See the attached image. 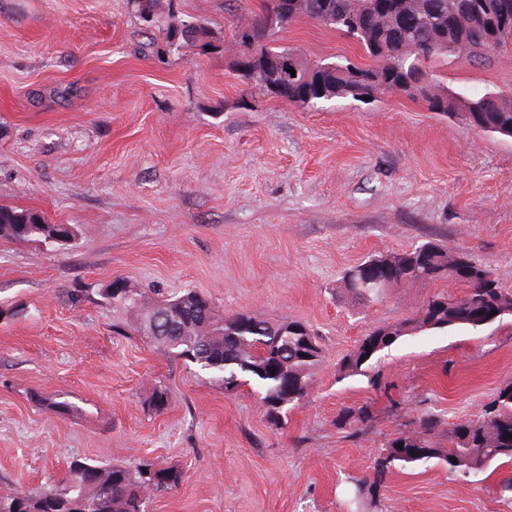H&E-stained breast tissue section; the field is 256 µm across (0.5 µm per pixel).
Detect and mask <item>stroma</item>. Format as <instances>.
Instances as JSON below:
<instances>
[{
    "label": "stroma",
    "instance_id": "stroma-1",
    "mask_svg": "<svg viewBox=\"0 0 512 512\" xmlns=\"http://www.w3.org/2000/svg\"><path fill=\"white\" fill-rule=\"evenodd\" d=\"M260 6L175 0L177 19L219 43L160 58L128 0H0V206L74 229L65 243L0 239V484L48 483L75 457L149 461L183 479L148 512H354L355 481L391 440L428 414L478 418L512 381L510 317L401 337L367 375L340 376L368 331L464 291L417 281L358 304L343 275L369 256L438 242L512 289V137L389 89L308 108L255 93L233 29ZM278 42L311 62L369 63L307 20ZM428 72L461 97L506 95L512 50ZM116 280L152 301L196 290L220 318L306 322L324 346L308 397L271 425L250 388L225 394L145 336L113 302ZM159 386L160 413L148 407ZM361 406L367 423L340 425ZM510 475L396 469L379 512H512L495 493Z\"/></svg>",
    "mask_w": 512,
    "mask_h": 512
}]
</instances>
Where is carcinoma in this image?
<instances>
[{"label": "carcinoma", "instance_id": "cac0c4a2", "mask_svg": "<svg viewBox=\"0 0 512 512\" xmlns=\"http://www.w3.org/2000/svg\"><path fill=\"white\" fill-rule=\"evenodd\" d=\"M299 2V9L290 16L284 11V0H263L255 21L269 20L273 26L267 28L264 41L257 45L258 53L273 58L294 54V49L274 47L272 43L286 25L305 18L354 38L372 64L361 67L346 58L330 65L322 60L307 61L305 65L313 75L288 85L289 102L308 107L333 98L359 101L384 86L410 98H424L434 112L460 114L471 127L512 136V94L487 92L464 98L433 93L418 82L403 89L400 80V73L415 65L425 68L439 58L460 53L482 59L511 47L512 27L492 33L484 25L473 24L470 17L456 12V0H388L385 8L381 0H328L329 10L334 13L331 18L318 16L321 0ZM467 2L473 13L487 19L503 8L512 11V0ZM133 5L145 30H162L169 51L175 38L191 45L212 38V31L198 22L187 25L171 20L166 29H161L158 18L168 7L164 0H133ZM243 77L259 92L275 94L272 74L247 68ZM73 236V228L51 224L36 211L0 207V238L52 242ZM451 254L448 248L428 241L388 256L393 266L386 272L377 266L378 258L371 257L351 268L354 275L347 277L349 291L365 305L376 295L361 287L359 281L364 277L387 274L396 286L446 278ZM465 267L470 273L460 277L466 285L464 293L436 295L416 317L374 329L343 358L339 372L344 376L362 374L363 365L376 353L409 333L481 329L475 320L466 317L468 313L479 314L500 305L512 317V291L502 288L488 267L470 259ZM110 295L116 302L138 308L140 330L171 356L194 364L225 386L237 379L251 386L266 408L267 419L276 427L288 414V409L279 408L281 402L288 398L295 407L305 400L323 359L320 337L311 329L294 330L298 321L270 322L248 312L218 319L210 300L193 289L149 304L142 301V294L114 282ZM504 422L512 425V382L498 390L480 418L454 423L445 435L439 432L438 420L420 418L417 430L389 444L374 466L373 479L356 485L355 502L375 506L378 488L393 467L414 468L435 460L447 465L448 471L466 476L496 463H512V437H504L500 430ZM442 437L448 441L446 448L439 447L438 439ZM182 478V471L175 467L156 468L144 463L132 469L120 463L94 464L75 459L66 477L55 485L1 491L0 512H147L150 496L175 490Z\"/></svg>", "mask_w": 512, "mask_h": 512}]
</instances>
